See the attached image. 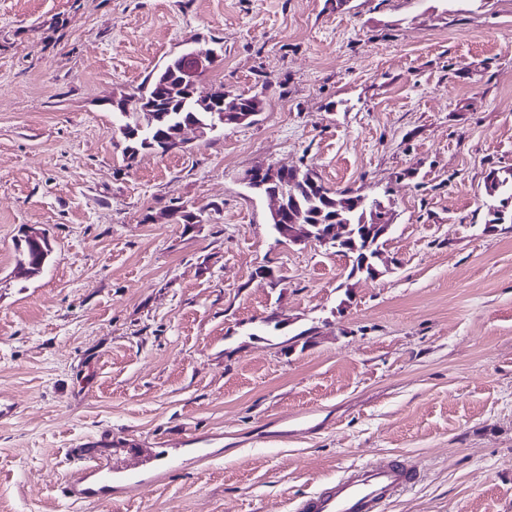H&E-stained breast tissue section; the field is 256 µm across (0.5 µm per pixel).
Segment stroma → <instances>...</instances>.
I'll return each instance as SVG.
<instances>
[{"mask_svg": "<svg viewBox=\"0 0 512 512\" xmlns=\"http://www.w3.org/2000/svg\"><path fill=\"white\" fill-rule=\"evenodd\" d=\"M250 125L123 159L109 100L187 38ZM277 163L394 215L367 280L285 244L246 185ZM512 0H0V512H292L352 465L420 473L383 512H512ZM215 204L188 229L178 207ZM45 230L43 271L17 242ZM272 278L258 277L259 267ZM285 328L262 329L270 313ZM109 429L215 458L96 508L57 486ZM486 224H512V170L507 175L493 169L484 182Z\"/></svg>", "mask_w": 512, "mask_h": 512, "instance_id": "stroma-1", "label": "stroma"}]
</instances>
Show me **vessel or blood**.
Instances as JSON below:
<instances>
[{
    "label": "vessel or blood",
    "mask_w": 512,
    "mask_h": 512,
    "mask_svg": "<svg viewBox=\"0 0 512 512\" xmlns=\"http://www.w3.org/2000/svg\"><path fill=\"white\" fill-rule=\"evenodd\" d=\"M68 457L71 467L59 485L60 494L81 504L111 502L113 485L141 487L154 483L157 468L173 472L187 465L182 449H127L108 429L79 440ZM415 480V473L400 458L383 465L354 466L335 482L301 497L295 512H380Z\"/></svg>",
    "instance_id": "vessel-or-blood-1"
}]
</instances>
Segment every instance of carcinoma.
Segmentation results:
<instances>
[{
  "label": "carcinoma",
  "mask_w": 512,
  "mask_h": 512,
  "mask_svg": "<svg viewBox=\"0 0 512 512\" xmlns=\"http://www.w3.org/2000/svg\"><path fill=\"white\" fill-rule=\"evenodd\" d=\"M214 62L200 63L187 55H177L162 67L152 72L146 79L134 89L141 98H147L156 102L153 112V130L139 134L132 138L137 130L138 122L136 113L129 111L120 112L122 124L119 131L125 141L123 148L124 159L128 163L137 160L142 151H161L166 153L175 149L172 139L176 137L177 127L186 120L208 125L213 120V108L219 103H224V115L228 119L234 116L252 114L257 116L263 112L264 99L258 95H246L244 93L233 94L219 85L210 93L211 103L205 105L194 96H186L179 100H169L160 95L162 86L168 82L181 81L188 85H194L200 81L213 67ZM275 188L286 196L287 202L294 205L293 219L300 224H348L352 240L361 244V230L364 224H387L391 222V215L382 203L377 199H368L366 196L356 193L352 189H344L340 194L347 197L349 205L341 212H336L330 206V201L336 198L335 192L327 188L317 174L307 169L299 176H287L280 179ZM487 209L489 224H512V170L503 175L498 170L489 172L484 182V203ZM206 208L185 209L180 208L173 212L178 224H200L203 222V214ZM388 236H382L374 248L368 252L353 251L348 249L341 255L348 258L350 268L362 266L363 260H368L365 274L374 275V270L384 266L380 254L384 253V247ZM18 265L27 270L28 274L36 276L42 272L48 258L45 252L48 247L44 243L33 242L24 239V243L17 246Z\"/></svg>",
  "instance_id": "obj_1"
}]
</instances>
